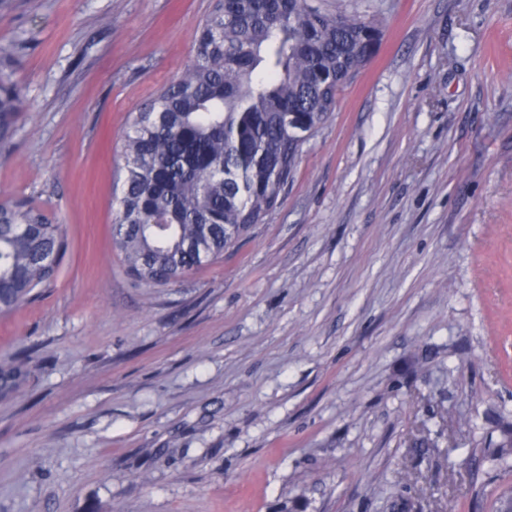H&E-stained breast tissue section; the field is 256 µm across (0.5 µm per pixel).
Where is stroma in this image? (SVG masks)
Listing matches in <instances>:
<instances>
[{"label": "stroma", "mask_w": 512, "mask_h": 512, "mask_svg": "<svg viewBox=\"0 0 512 512\" xmlns=\"http://www.w3.org/2000/svg\"><path fill=\"white\" fill-rule=\"evenodd\" d=\"M214 0H0L24 89L0 202L61 224L0 316V512H495L512 467V0H311L381 25L280 205L149 287L121 136ZM24 375L25 368L20 361H0V397L8 396Z\"/></svg>", "instance_id": "1"}]
</instances>
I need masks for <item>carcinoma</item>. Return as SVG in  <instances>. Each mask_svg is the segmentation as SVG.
<instances>
[{"label": "carcinoma", "instance_id": "obj_1", "mask_svg": "<svg viewBox=\"0 0 512 512\" xmlns=\"http://www.w3.org/2000/svg\"><path fill=\"white\" fill-rule=\"evenodd\" d=\"M382 30L308 0H216L197 54L131 116L123 136L124 183L113 237L127 271L164 286L224 254L265 221L339 92L375 56ZM24 96L0 80V157ZM66 239L26 201L0 203V313L57 277ZM25 375L0 361V397ZM512 455V426L491 461Z\"/></svg>", "mask_w": 512, "mask_h": 512}]
</instances>
